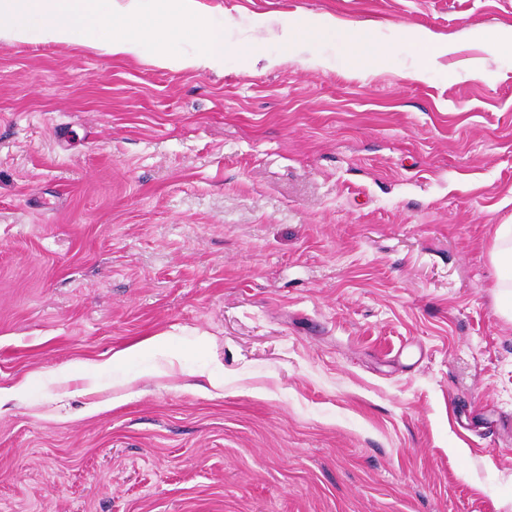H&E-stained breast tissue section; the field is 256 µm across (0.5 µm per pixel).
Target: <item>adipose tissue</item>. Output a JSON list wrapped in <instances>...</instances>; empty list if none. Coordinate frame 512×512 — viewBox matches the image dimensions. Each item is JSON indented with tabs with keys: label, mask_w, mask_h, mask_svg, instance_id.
Instances as JSON below:
<instances>
[{
	"label": "adipose tissue",
	"mask_w": 512,
	"mask_h": 512,
	"mask_svg": "<svg viewBox=\"0 0 512 512\" xmlns=\"http://www.w3.org/2000/svg\"><path fill=\"white\" fill-rule=\"evenodd\" d=\"M146 0H112L109 15H102L99 0H0V40H25L31 24H38L44 41L71 44L79 30L95 26L110 31L96 50L115 57L139 55L144 38H168L187 21L199 22L197 0H168L163 13L146 12ZM233 55L250 63L264 60L261 48L251 42L229 44L224 31L201 25L200 48L191 55L179 57L182 68L200 70L223 65ZM492 264L500 275L493 288L499 313L512 321V225L500 224L494 230L490 250Z\"/></svg>",
	"instance_id": "1"
}]
</instances>
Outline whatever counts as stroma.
Returning a JSON list of instances; mask_svg holds the SVG:
<instances>
[{
	"label": "stroma",
	"instance_id": "stroma-1",
	"mask_svg": "<svg viewBox=\"0 0 512 512\" xmlns=\"http://www.w3.org/2000/svg\"><path fill=\"white\" fill-rule=\"evenodd\" d=\"M199 3L0 42V512H512V0ZM99 0H1L0 40L24 41L30 26L37 22L46 42L75 43L81 29L105 26L110 30L104 42H88L87 46L115 57L138 56L145 37L171 38L186 21H194L200 30V48L191 55L177 58L185 69L200 70L224 64L228 55L246 59L253 65L265 60L275 63L261 48L251 42L228 44L223 28H210L201 23L197 0H167L162 14L144 9L146 0H111L112 11L101 15ZM354 54L363 62H371L379 56L387 53L388 48L384 45L376 44L365 34L361 33L354 42ZM492 264L503 271L495 281L494 288L499 313L512 321V225L499 224L494 230L490 250Z\"/></svg>",
	"mask_w": 512,
	"mask_h": 512
}]
</instances>
